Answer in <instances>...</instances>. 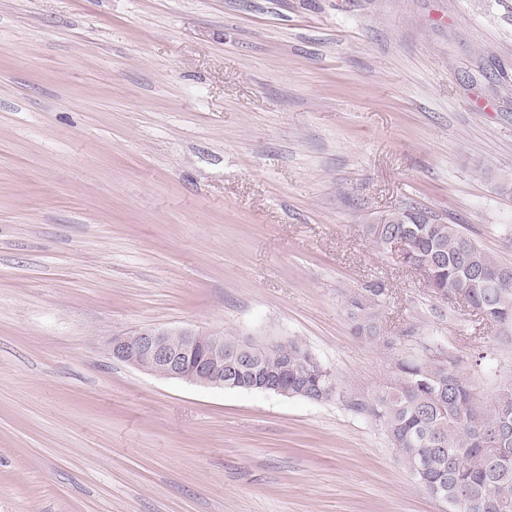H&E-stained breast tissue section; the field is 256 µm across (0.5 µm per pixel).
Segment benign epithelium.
<instances>
[{"instance_id": "obj_1", "label": "benign epithelium", "mask_w": 512, "mask_h": 512, "mask_svg": "<svg viewBox=\"0 0 512 512\" xmlns=\"http://www.w3.org/2000/svg\"><path fill=\"white\" fill-rule=\"evenodd\" d=\"M221 332L201 336L190 329L148 328L135 339L124 333L107 341L112 358L152 375L205 388H231L224 381V343Z\"/></svg>"}]
</instances>
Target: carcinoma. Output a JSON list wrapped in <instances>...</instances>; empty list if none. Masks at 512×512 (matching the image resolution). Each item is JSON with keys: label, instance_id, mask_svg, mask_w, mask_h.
<instances>
[{"label": "carcinoma", "instance_id": "obj_1", "mask_svg": "<svg viewBox=\"0 0 512 512\" xmlns=\"http://www.w3.org/2000/svg\"><path fill=\"white\" fill-rule=\"evenodd\" d=\"M391 224H369L366 233L381 249L386 239L404 236L412 259L433 270L432 289H470L471 304L482 320L512 329V275L457 224L433 223L411 210L388 215ZM384 288L350 297L347 309L356 333L396 349L413 331L401 336L381 332ZM394 384L374 401H352L384 428L397 457L435 498L460 512H512V371L487 403L476 397L470 372L444 346L400 353L393 363ZM272 378L288 396L320 403L340 396L332 389L328 368L295 339L272 348L261 340L246 344L234 356L224 353V379L255 383Z\"/></svg>", "mask_w": 512, "mask_h": 512}]
</instances>
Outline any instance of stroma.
<instances>
[{
	"label": "stroma",
	"mask_w": 512,
	"mask_h": 512,
	"mask_svg": "<svg viewBox=\"0 0 512 512\" xmlns=\"http://www.w3.org/2000/svg\"><path fill=\"white\" fill-rule=\"evenodd\" d=\"M407 208L512 266V0H0V512H448L348 407L500 329L374 245ZM296 339L341 397L208 389L116 332ZM365 291L369 293L353 295L346 302L356 333L371 342H382L387 348L398 349L403 346L407 337L413 336L414 329L403 336H382L383 309L380 297L384 295L385 289L377 285L365 288Z\"/></svg>",
	"instance_id": "stroma-1"
}]
</instances>
